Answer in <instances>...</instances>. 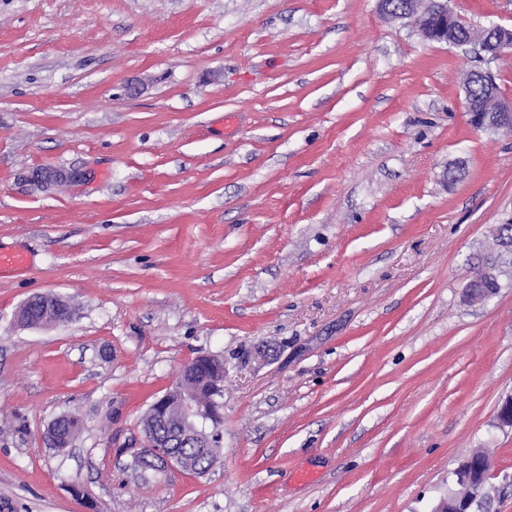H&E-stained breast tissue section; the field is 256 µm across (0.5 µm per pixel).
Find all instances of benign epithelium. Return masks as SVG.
I'll return each mask as SVG.
<instances>
[{
    "label": "benign epithelium",
    "instance_id": "7a95c632",
    "mask_svg": "<svg viewBox=\"0 0 512 512\" xmlns=\"http://www.w3.org/2000/svg\"><path fill=\"white\" fill-rule=\"evenodd\" d=\"M380 14L391 19L414 20L419 12L434 16L437 29L426 25H415L420 38L428 43L457 46V27L466 19L448 6V0H403L401 10L392 15L388 0H378ZM474 45L479 54L489 60L500 58L512 47V28L494 22L474 28ZM471 75L463 83L466 112L471 125L478 130L503 132L512 128V99L497 97L495 107L485 108L470 92ZM196 364H186L178 374L179 388L168 391L153 403L155 411L150 413L151 425L144 429V440L131 456L140 460L139 468L126 466L130 473L139 476L147 471L161 473L171 468H181L202 474L216 463L220 453L216 450L218 430L198 404L195 397ZM497 421L502 427L512 428V395L502 398L497 406ZM188 441L203 449L208 464L201 467L193 460L172 451L177 441ZM489 470L486 463L469 458L453 472L454 488L441 499L433 512H475L481 506L478 500L487 480Z\"/></svg>",
    "mask_w": 512,
    "mask_h": 512
}]
</instances>
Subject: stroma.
I'll return each mask as SVG.
<instances>
[{"mask_svg": "<svg viewBox=\"0 0 512 512\" xmlns=\"http://www.w3.org/2000/svg\"><path fill=\"white\" fill-rule=\"evenodd\" d=\"M449 5L512 25V0ZM478 65L376 0H0V251L28 258L0 276V498L432 512L481 448L486 508L512 512V265L464 301L512 221V134L464 108ZM47 293L73 321L19 326ZM201 355L219 462L134 478L143 415Z\"/></svg>", "mask_w": 512, "mask_h": 512, "instance_id": "obj_1", "label": "stroma"}]
</instances>
